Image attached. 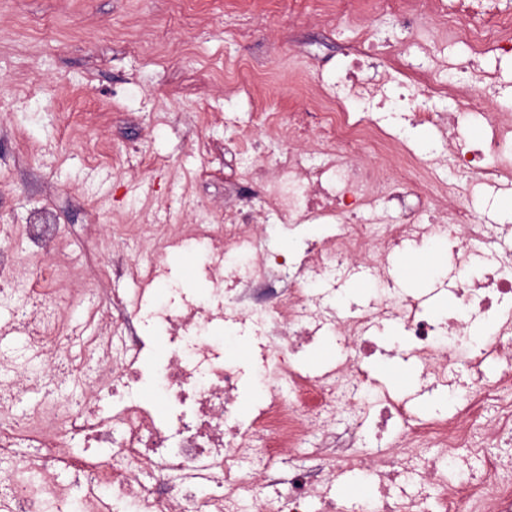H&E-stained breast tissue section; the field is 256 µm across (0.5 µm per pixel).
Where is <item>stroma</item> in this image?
<instances>
[{
    "instance_id": "35a3bbf8",
    "label": "stroma",
    "mask_w": 512,
    "mask_h": 512,
    "mask_svg": "<svg viewBox=\"0 0 512 512\" xmlns=\"http://www.w3.org/2000/svg\"><path fill=\"white\" fill-rule=\"evenodd\" d=\"M251 27L250 39L230 31ZM391 54L370 60L366 77L394 62L444 76V61L468 58L459 41L444 47L442 30L420 36L377 16ZM359 30L334 27L304 0H0V230L27 268L44 260L27 225L50 212L76 275L59 296L69 325L94 335L105 295L129 296V277L101 275L113 257L144 264L133 243H112L109 225L141 211L153 224H191L199 214L219 221L225 207L248 204L255 182L225 152L230 131L257 132L261 109L319 110L345 45ZM263 245L303 251L307 240L334 234L331 224L272 228ZM201 254L166 252L155 298L177 306L181 291L207 296L213 283ZM397 288L435 289L433 315L447 312L454 280L444 270L403 271L391 261ZM213 336L252 378L257 336L227 324Z\"/></svg>"
}]
</instances>
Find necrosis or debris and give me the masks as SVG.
I'll list each match as a JSON object with an SVG mask.
<instances>
[{
  "instance_id": "1",
  "label": "necrosis or debris",
  "mask_w": 512,
  "mask_h": 512,
  "mask_svg": "<svg viewBox=\"0 0 512 512\" xmlns=\"http://www.w3.org/2000/svg\"><path fill=\"white\" fill-rule=\"evenodd\" d=\"M314 7L339 22L382 10L412 32L431 15L447 27L449 41L512 55V14L473 0H456L451 14L443 0H315ZM379 53L370 37L351 43L326 105L290 113L291 137L313 140L315 148L282 151L261 177L265 190L250 212L228 209L218 223L180 224L172 232L163 225H113V236L134 235L160 252L174 245L205 250L218 283L212 302L187 298L164 312L173 347L161 364L148 362L147 341L136 328L141 306L154 303L149 284L161 274L160 260L129 266L141 283L138 299L105 298L95 336L74 327L60 336L49 320L56 309L52 284L69 275L71 260L55 247L56 225H28V237L48 251L50 263L28 277V300L43 323L25 331L27 364L0 352V456L11 462L0 476V512H63L67 505L78 512H512V399L485 381L489 362L512 350V320L500 315L512 300V253L496 256L486 283L466 282L469 269L487 258L494 225L447 203L437 162L387 133L377 115L421 101L415 123L443 130L449 169L482 194L512 188V120L491 121L487 144H470L461 122L484 114L496 83L462 111L443 114L434 101L451 85L432 73L407 81L384 71L364 79ZM314 151L321 156L315 165ZM410 196L417 207L403 208ZM268 207L280 223L332 224L336 232L289 264L287 254L264 250L250 229ZM431 238L454 242L462 278L456 313L444 325L424 316L420 300L388 287V255ZM365 254L379 283L368 308L344 312L314 294L316 276L352 269L354 257ZM221 316L274 332L255 352L262 403L246 420L235 408L239 366L211 341L182 345L185 335ZM478 318L495 323V336H468ZM381 319L402 323L409 354L433 376V388L463 392L459 417L440 410L418 419L405 403L371 395L362 362L377 350L370 333ZM329 330L340 337L342 360L318 377L302 375L296 353ZM66 382L82 386L80 405L63 395L18 419L22 392ZM340 406L378 408L380 428L397 422L401 429L371 459L354 445L331 457L313 448L315 472L288 470V450L310 433L325 434ZM491 407L493 432L477 430ZM357 471L366 472L370 494L337 496V485Z\"/></svg>"
}]
</instances>
